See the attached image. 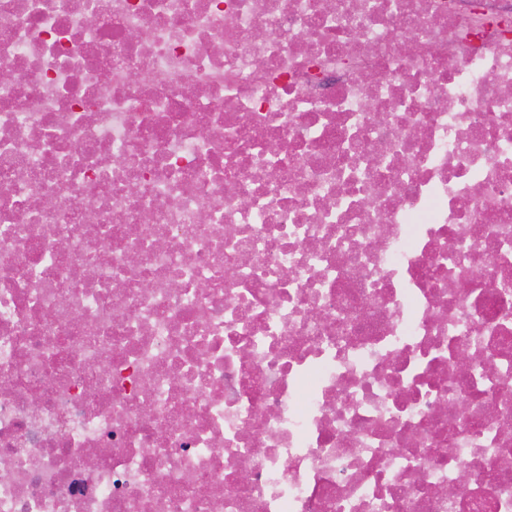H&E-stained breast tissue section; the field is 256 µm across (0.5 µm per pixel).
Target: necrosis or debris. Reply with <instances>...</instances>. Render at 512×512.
Here are the masks:
<instances>
[{"label": "necrosis or debris", "instance_id": "obj_1", "mask_svg": "<svg viewBox=\"0 0 512 512\" xmlns=\"http://www.w3.org/2000/svg\"><path fill=\"white\" fill-rule=\"evenodd\" d=\"M0 69V512H512V0H0Z\"/></svg>", "mask_w": 512, "mask_h": 512}]
</instances>
